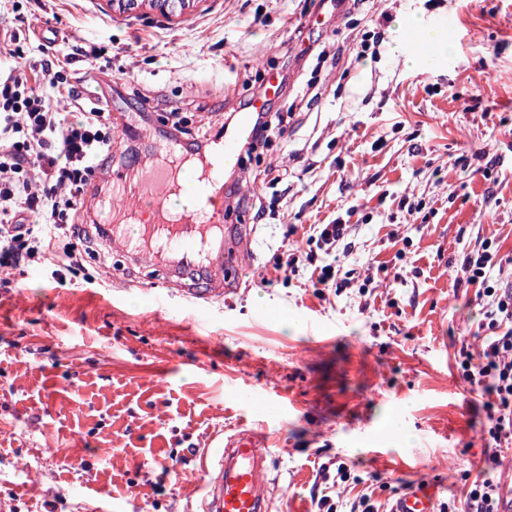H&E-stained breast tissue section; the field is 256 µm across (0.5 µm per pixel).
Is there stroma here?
<instances>
[{
  "instance_id": "stroma-1",
  "label": "stroma",
  "mask_w": 512,
  "mask_h": 512,
  "mask_svg": "<svg viewBox=\"0 0 512 512\" xmlns=\"http://www.w3.org/2000/svg\"><path fill=\"white\" fill-rule=\"evenodd\" d=\"M377 8L380 25L352 0L336 16L319 0H191L169 17L110 0H0V57L16 35L100 48L92 66L110 112L151 131L142 141L115 132L113 166L162 146L169 108L191 130L221 123L270 71L284 77L274 108L295 111L225 178L268 216L205 311L156 267L127 278L107 247L62 282L37 266L5 271L0 497L15 512L94 500L112 512H195L202 455L241 425L269 433V495L293 512H348L364 495L388 505L405 485L463 507L483 475L488 421L455 358L461 343L481 344L483 315L474 287L455 280L482 241L512 257V0ZM415 17L450 47L438 65L406 62ZM292 19L334 46L335 63L302 54L286 34ZM378 26L379 59L354 62V42ZM309 81L321 92L310 104L297 99ZM282 162L284 198L263 175ZM405 197L432 214H408ZM338 217L350 226L352 249L338 256L349 286L318 285V248L284 275L285 235L306 244ZM341 465L350 477L336 487L323 473Z\"/></svg>"
}]
</instances>
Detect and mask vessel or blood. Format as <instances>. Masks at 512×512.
<instances>
[{"label": "vessel or blood", "mask_w": 512, "mask_h": 512, "mask_svg": "<svg viewBox=\"0 0 512 512\" xmlns=\"http://www.w3.org/2000/svg\"><path fill=\"white\" fill-rule=\"evenodd\" d=\"M241 113L235 126L225 130L217 151L201 156L196 202L180 212L170 207L178 187L183 161L175 147L164 158L145 156L139 176L111 171L112 195L98 201L94 219L107 242L120 246L130 263L164 255L168 278L198 271L195 286L181 285L186 298L208 301L224 293V174L229 161L240 160L242 143L249 135L256 110ZM272 456L263 430L240 428L230 435L208 470L203 512H269L270 502L261 490ZM431 489H407L397 494L390 512H436Z\"/></svg>", "instance_id": "1"}]
</instances>
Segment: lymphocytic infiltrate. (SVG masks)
I'll return each instance as SVG.
<instances>
[{"label":"lymphocytic infiltrate","mask_w":512,"mask_h":512,"mask_svg":"<svg viewBox=\"0 0 512 512\" xmlns=\"http://www.w3.org/2000/svg\"><path fill=\"white\" fill-rule=\"evenodd\" d=\"M9 54L16 64L0 74V268L36 264L60 281L94 250L80 216L97 173L112 160L111 114L97 103L57 110V93L81 100L84 80L68 77L49 45H18ZM348 229L338 219L313 228L329 258L317 279L324 287L342 289L352 279L332 260ZM500 263L487 241L466 253L461 265L463 281L476 289L487 333L481 350L464 345L459 355L463 380L485 397L491 470L500 466L503 446L512 445V286L490 281Z\"/></svg>","instance_id":"obj_1"}]
</instances>
